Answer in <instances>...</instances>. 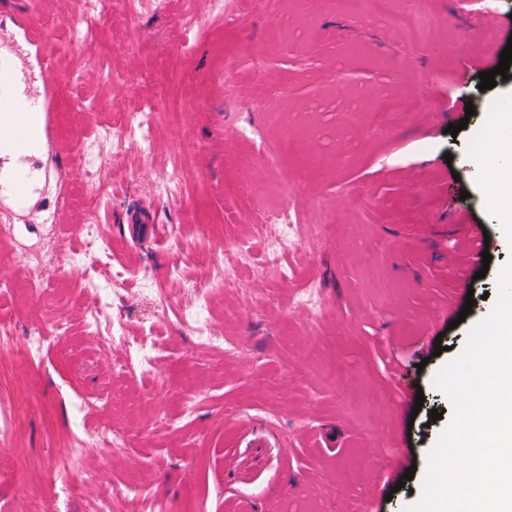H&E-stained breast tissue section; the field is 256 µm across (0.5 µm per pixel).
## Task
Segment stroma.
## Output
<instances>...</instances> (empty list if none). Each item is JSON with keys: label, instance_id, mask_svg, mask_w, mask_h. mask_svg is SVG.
<instances>
[{"label": "stroma", "instance_id": "obj_1", "mask_svg": "<svg viewBox=\"0 0 512 512\" xmlns=\"http://www.w3.org/2000/svg\"><path fill=\"white\" fill-rule=\"evenodd\" d=\"M43 25L65 73L55 104L56 147L40 153L48 179L39 200L65 192L60 222L14 217L0 240V279H16L10 252L48 233L79 243L97 223L132 278L102 299L69 256L16 279V303L0 341V404L11 407L12 436L0 441V504L8 512H93L103 485L148 484L176 512H405L422 494L427 455L454 420L434 379L464 352L471 328L493 311L499 279L512 266V236L496 220L512 185L491 186L475 144L497 103L512 100V78L479 90L512 40V0H496L488 23L472 0H435L428 45L377 18L348 14L342 0H239L232 20L212 19L210 0H165L135 19L102 13L69 55L75 0H23ZM204 23L186 42L182 21ZM286 24L272 39L274 23ZM413 104L410 119L372 127L375 98ZM156 101L153 149L101 142L97 161L125 170L93 208L80 145L116 113ZM475 113L466 116V103ZM467 120L458 135L449 124ZM257 130L253 140L240 125ZM181 188L165 195L159 184ZM295 205L305 241L288 260L292 278L262 277V252L240 265L228 285L209 293L215 333L229 346H201L190 328L162 316L144 280L158 282L173 307L196 303L186 281H208V258L232 262L230 241L260 224L253 204ZM144 209L153 221L131 234L121 218ZM486 226L491 262L484 278H458L453 261L470 225ZM181 235L170 249V230ZM53 285L40 302L33 284ZM318 288L323 304L294 305ZM478 299L464 322L448 328L439 308L461 312L460 290ZM103 306L128 335L156 337L151 373L125 375L123 345L101 346L86 325ZM67 338L25 362L13 357L35 326L56 320ZM446 350L419 366L433 338ZM335 379L323 376L324 367ZM424 401H417V394ZM195 412L182 417L187 397ZM441 419L429 420L432 409ZM110 424L131 435L114 451L92 436ZM99 482L74 495L60 490L58 468L71 450ZM416 472L394 489L385 470L394 455Z\"/></svg>", "mask_w": 512, "mask_h": 512}]
</instances>
